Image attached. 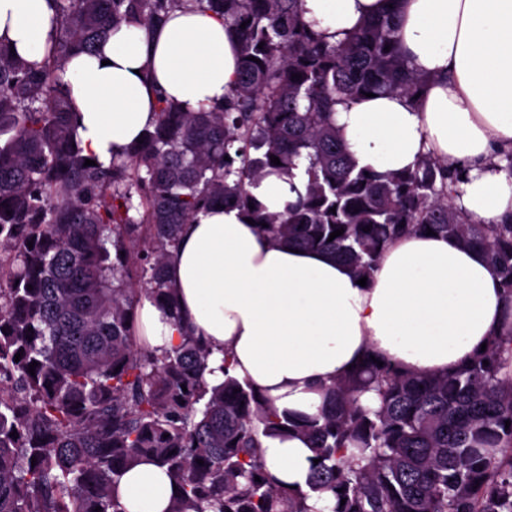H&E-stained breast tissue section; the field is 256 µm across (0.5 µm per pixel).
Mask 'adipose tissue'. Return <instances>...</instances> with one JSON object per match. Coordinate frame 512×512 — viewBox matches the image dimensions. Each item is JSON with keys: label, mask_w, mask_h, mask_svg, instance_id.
<instances>
[{"label": "adipose tissue", "mask_w": 512, "mask_h": 512, "mask_svg": "<svg viewBox=\"0 0 512 512\" xmlns=\"http://www.w3.org/2000/svg\"><path fill=\"white\" fill-rule=\"evenodd\" d=\"M387 0H301L303 19L328 42L344 40ZM399 51L427 77L418 98L365 97L335 119L360 169L415 168L425 155L466 177L458 201L488 224L512 214V0H397ZM50 0H0V39L31 61L56 34ZM238 37L187 5L157 28L122 25L67 64L74 120L85 153L110 163L156 119V90L194 111L220 106L238 69ZM178 318L143 299L138 333L164 353L185 334L211 352L208 385L233 375L278 412L318 414L326 391L367 357L400 371L443 374L512 328L500 276L483 252L444 236L408 235L389 246L371 282L323 251L272 241L239 210L213 209L186 225L167 267ZM266 475L306 490L307 439H268ZM125 512H167L174 488L143 462L122 478Z\"/></svg>", "instance_id": "adipose-tissue-1"}]
</instances>
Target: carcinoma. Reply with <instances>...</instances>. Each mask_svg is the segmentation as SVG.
<instances>
[{"label":"carcinoma","mask_w":512,"mask_h":512,"mask_svg":"<svg viewBox=\"0 0 512 512\" xmlns=\"http://www.w3.org/2000/svg\"><path fill=\"white\" fill-rule=\"evenodd\" d=\"M185 2L54 0L56 38L41 61L0 42V512H125L117 486L143 459L177 486L168 512H316L264 471L262 438L292 431L311 441L309 489L332 494V512H512V327L441 376L368 358L303 418L278 414L227 370L209 387L210 352L195 336L160 356L141 344L135 307L146 297L178 314L170 252L217 204L361 278L402 235L451 236L485 252L512 306V214L468 216L455 203L461 173L431 157L367 175L336 126L341 102L414 98L426 83L396 46L392 10L331 44L299 0H193L239 37L224 106L186 112L159 92L142 142L109 167L85 165L67 59ZM296 170L305 193L282 211L251 192ZM367 391L377 408L361 404Z\"/></svg>","instance_id":"carcinoma-1"}]
</instances>
